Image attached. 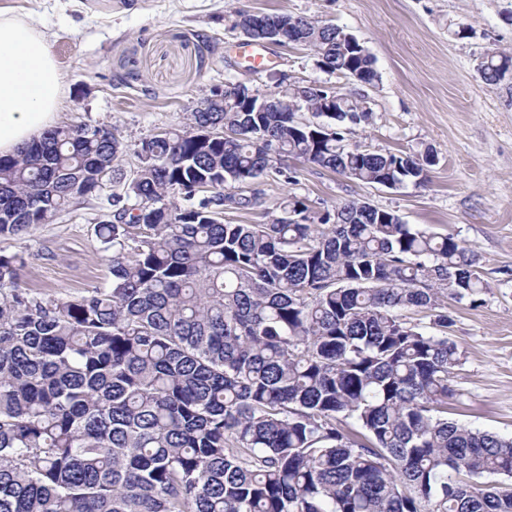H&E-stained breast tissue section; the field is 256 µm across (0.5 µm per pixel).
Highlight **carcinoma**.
I'll list each match as a JSON object with an SVG mask.
<instances>
[{
	"instance_id": "1",
	"label": "carcinoma",
	"mask_w": 512,
	"mask_h": 512,
	"mask_svg": "<svg viewBox=\"0 0 512 512\" xmlns=\"http://www.w3.org/2000/svg\"><path fill=\"white\" fill-rule=\"evenodd\" d=\"M338 26L298 19L292 40L345 76L378 79ZM485 82L512 70L488 52ZM333 135L294 112L189 113L142 141L92 124L54 127L0 157V237L23 238L112 174L111 279L77 296L20 287L21 252H0V512H512V437L448 420L460 363L446 300L486 288L478 255L359 201L318 223L288 197L265 224L230 189L293 157L363 184L420 185L434 165L353 142L360 103L287 89ZM224 127V135L214 133ZM218 190L205 196L202 183ZM134 199L131 206L121 204ZM431 313L432 331L403 313Z\"/></svg>"
}]
</instances>
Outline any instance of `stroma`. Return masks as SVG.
<instances>
[{"instance_id":"stroma-1","label":"stroma","mask_w":512,"mask_h":512,"mask_svg":"<svg viewBox=\"0 0 512 512\" xmlns=\"http://www.w3.org/2000/svg\"><path fill=\"white\" fill-rule=\"evenodd\" d=\"M0 11L44 32L64 78L59 126L117 131L122 172L136 169L140 142L185 127L216 89L243 84L264 95L294 85L328 87L372 110L356 139L378 152L433 150L427 183L399 189L362 184L286 158L287 176L254 186L265 205L225 209V221L268 222L282 198L310 215L351 200L394 211L411 227L448 234L479 256L488 284L478 302L448 300V334L461 353L451 375L448 417L512 436V78L489 85L478 65L491 49L512 53V0H0ZM287 13L335 24L374 60L363 84L318 69L298 45H266L259 68L235 53L245 38L239 13ZM468 26L450 37L448 26ZM107 191L74 200L0 251L24 252L19 283L31 293L74 296L108 284L109 253L95 227L112 211Z\"/></svg>"}]
</instances>
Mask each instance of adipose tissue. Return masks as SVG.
<instances>
[{
    "instance_id": "1",
    "label": "adipose tissue",
    "mask_w": 512,
    "mask_h": 512,
    "mask_svg": "<svg viewBox=\"0 0 512 512\" xmlns=\"http://www.w3.org/2000/svg\"><path fill=\"white\" fill-rule=\"evenodd\" d=\"M63 81L44 35L0 12V157L16 155L52 124Z\"/></svg>"
}]
</instances>
